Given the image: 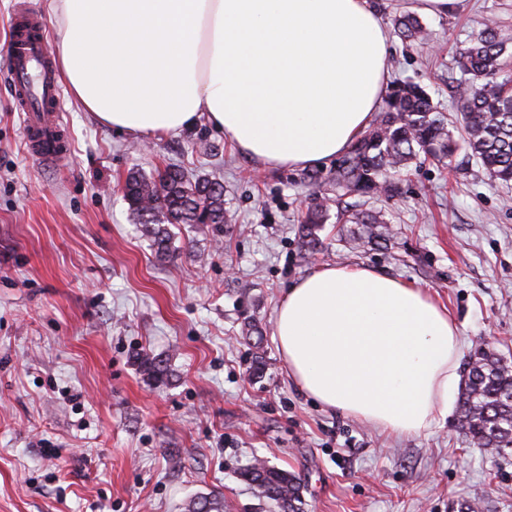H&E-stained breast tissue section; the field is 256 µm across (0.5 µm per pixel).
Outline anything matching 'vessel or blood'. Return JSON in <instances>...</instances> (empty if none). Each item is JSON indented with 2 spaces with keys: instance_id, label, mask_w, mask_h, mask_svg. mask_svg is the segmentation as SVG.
<instances>
[{
  "instance_id": "1",
  "label": "vessel or blood",
  "mask_w": 512,
  "mask_h": 512,
  "mask_svg": "<svg viewBox=\"0 0 512 512\" xmlns=\"http://www.w3.org/2000/svg\"><path fill=\"white\" fill-rule=\"evenodd\" d=\"M45 39L43 19L31 0H18L6 48L11 96L23 119L29 153L51 164L69 154L70 142L60 124L62 90L44 51Z\"/></svg>"
}]
</instances>
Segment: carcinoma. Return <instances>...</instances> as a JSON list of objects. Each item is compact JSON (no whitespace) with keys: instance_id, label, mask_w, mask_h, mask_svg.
<instances>
[{"instance_id":"carcinoma-1","label":"carcinoma","mask_w":512,"mask_h":512,"mask_svg":"<svg viewBox=\"0 0 512 512\" xmlns=\"http://www.w3.org/2000/svg\"><path fill=\"white\" fill-rule=\"evenodd\" d=\"M400 36L423 41L418 19L405 14L397 20ZM512 39L492 21L472 34L453 58L459 70L456 113L438 109L428 94L409 82L391 84L386 106L368 130L338 160L329 182L336 199L344 196H394L395 179L409 171L422 154L455 163L460 149L476 161L474 175L493 183L512 182ZM461 128L460 138L453 129ZM125 196L156 254L170 257L169 224H224V192L220 183L190 179L179 169H167L148 180L135 173L125 184ZM328 220V208L314 200L299 227L304 247L318 250L316 231ZM336 223L356 224L370 239L381 235L378 211L360 203L336 208ZM468 373L459 403L460 428L485 448H512V364L491 352H476L466 364ZM246 481L278 512H301L300 486L284 470L257 462L243 472ZM188 512H224V496L202 495Z\"/></svg>"}]
</instances>
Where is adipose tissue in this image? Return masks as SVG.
I'll return each mask as SVG.
<instances>
[{
	"label": "adipose tissue",
	"mask_w": 512,
	"mask_h": 512,
	"mask_svg": "<svg viewBox=\"0 0 512 512\" xmlns=\"http://www.w3.org/2000/svg\"><path fill=\"white\" fill-rule=\"evenodd\" d=\"M72 96L104 125L160 135L206 120L266 168L346 152L381 104L380 0H50ZM275 336L322 408L401 436L447 416L460 336L431 295L367 267L288 288Z\"/></svg>",
	"instance_id": "obj_1"
}]
</instances>
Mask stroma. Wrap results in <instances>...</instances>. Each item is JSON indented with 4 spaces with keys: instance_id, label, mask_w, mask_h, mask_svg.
Masks as SVG:
<instances>
[{
    "instance_id": "stroma-1",
    "label": "stroma",
    "mask_w": 512,
    "mask_h": 512,
    "mask_svg": "<svg viewBox=\"0 0 512 512\" xmlns=\"http://www.w3.org/2000/svg\"><path fill=\"white\" fill-rule=\"evenodd\" d=\"M16 0H0V512H273L240 476L295 474L304 512H512V449L474 446L450 411L398 436L326 410L296 386L273 336L287 288L324 265L364 266L428 290L453 314L461 361L512 362V187L419 159L384 211L387 239L348 248L335 220L308 254L305 169H263L206 119L161 137L116 131L66 96L70 153L25 144L5 82ZM427 45L390 35V77L457 107L448 63L483 20L512 34V0L420 14ZM177 165L223 184L226 224H174L158 260L122 192ZM163 359L145 375L140 354Z\"/></svg>"
}]
</instances>
